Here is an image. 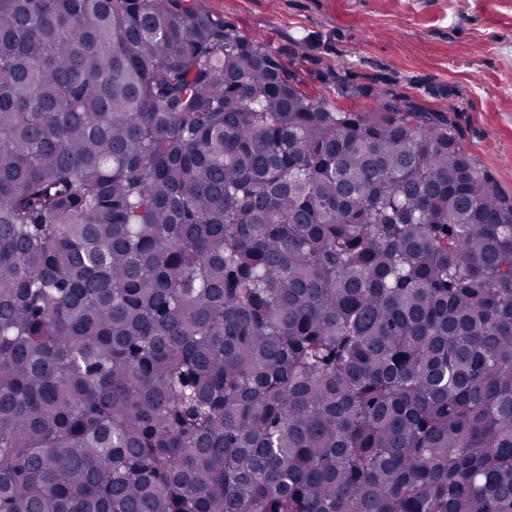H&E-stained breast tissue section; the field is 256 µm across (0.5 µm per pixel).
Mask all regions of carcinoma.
Here are the masks:
<instances>
[{
    "mask_svg": "<svg viewBox=\"0 0 512 512\" xmlns=\"http://www.w3.org/2000/svg\"><path fill=\"white\" fill-rule=\"evenodd\" d=\"M0 512H512V200L195 0H0Z\"/></svg>",
    "mask_w": 512,
    "mask_h": 512,
    "instance_id": "cac0c4a2",
    "label": "carcinoma"
}]
</instances>
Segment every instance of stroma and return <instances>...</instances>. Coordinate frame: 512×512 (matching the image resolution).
<instances>
[{"label": "stroma", "mask_w": 512, "mask_h": 512, "mask_svg": "<svg viewBox=\"0 0 512 512\" xmlns=\"http://www.w3.org/2000/svg\"><path fill=\"white\" fill-rule=\"evenodd\" d=\"M312 73L344 71L448 109L464 149L512 198V0H205Z\"/></svg>", "instance_id": "35a3bbf8"}]
</instances>
